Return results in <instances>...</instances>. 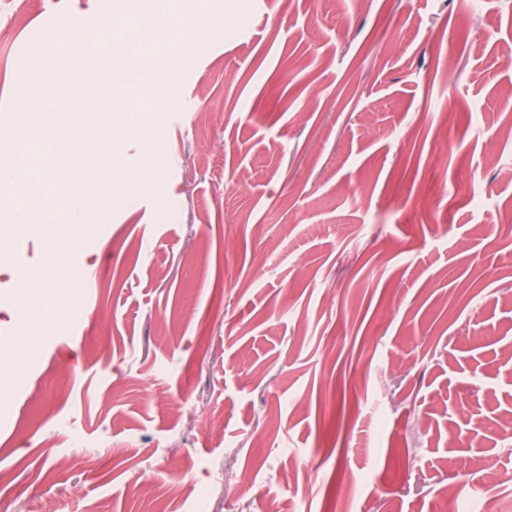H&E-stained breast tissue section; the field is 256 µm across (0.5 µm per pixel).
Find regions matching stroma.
Segmentation results:
<instances>
[{
  "label": "stroma",
  "mask_w": 512,
  "mask_h": 512,
  "mask_svg": "<svg viewBox=\"0 0 512 512\" xmlns=\"http://www.w3.org/2000/svg\"><path fill=\"white\" fill-rule=\"evenodd\" d=\"M101 2L0 0V145L53 156L60 115L83 160L45 203L116 185L49 328L12 276L48 247L0 248V512H476L450 489L488 481L512 512V0H164L175 87L112 129L126 77L58 44Z\"/></svg>",
  "instance_id": "35a3bbf8"
}]
</instances>
